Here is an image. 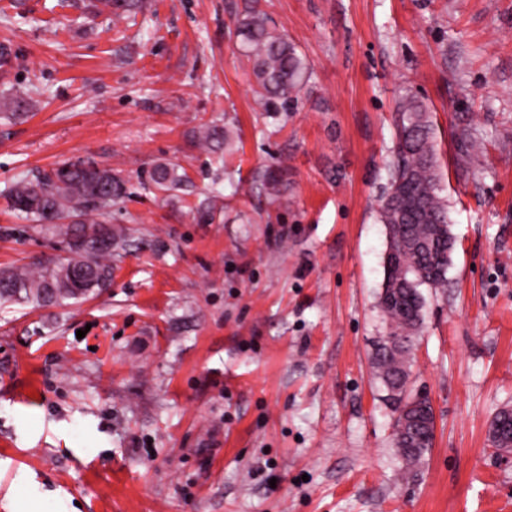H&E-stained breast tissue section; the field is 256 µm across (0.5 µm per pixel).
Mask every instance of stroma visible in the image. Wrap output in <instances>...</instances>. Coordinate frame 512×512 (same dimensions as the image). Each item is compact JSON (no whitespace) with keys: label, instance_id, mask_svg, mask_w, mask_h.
Masks as SVG:
<instances>
[{"label":"stroma","instance_id":"obj_1","mask_svg":"<svg viewBox=\"0 0 512 512\" xmlns=\"http://www.w3.org/2000/svg\"><path fill=\"white\" fill-rule=\"evenodd\" d=\"M135 2L0 0V272L69 257L6 198L65 163L123 179L105 225L127 241L81 302H0V512H512L489 437L512 408V0H261L311 72L273 112L246 0ZM407 94L455 238L409 354L436 418L415 476L372 364Z\"/></svg>","mask_w":512,"mask_h":512}]
</instances>
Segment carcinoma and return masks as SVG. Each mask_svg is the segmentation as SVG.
<instances>
[{"instance_id": "cac0c4a2", "label": "carcinoma", "mask_w": 512, "mask_h": 512, "mask_svg": "<svg viewBox=\"0 0 512 512\" xmlns=\"http://www.w3.org/2000/svg\"><path fill=\"white\" fill-rule=\"evenodd\" d=\"M239 32L253 60V73L264 106L297 97L305 64L296 49L268 24L259 0H252L239 20ZM397 140L390 174V190L380 220L390 235L385 259V284L380 307L390 342L376 344L374 361L388 395L396 402L394 441L406 468L423 463L431 449L430 406L426 397L406 395L410 376L408 355L423 323L424 300L419 287L441 286L446 280L454 238L448 209L439 195V174L433 129L426 108L406 95L397 104ZM183 180L178 168L160 166L154 175L162 189H175ZM123 181L112 169L94 162L69 164L32 179L21 178L8 191L10 207L39 224H87L84 241L68 242L72 257L64 263L23 266L0 274V300L64 306L112 281V248L119 246L112 229L100 218L118 204ZM512 408L497 412L490 425V441L502 452L512 450Z\"/></svg>"}]
</instances>
